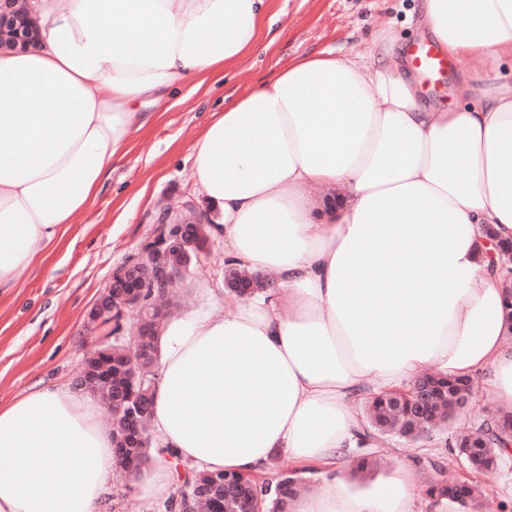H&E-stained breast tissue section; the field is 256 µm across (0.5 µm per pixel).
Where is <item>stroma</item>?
I'll list each match as a JSON object with an SVG mask.
<instances>
[{
  "instance_id": "obj_1",
  "label": "stroma",
  "mask_w": 512,
  "mask_h": 512,
  "mask_svg": "<svg viewBox=\"0 0 512 512\" xmlns=\"http://www.w3.org/2000/svg\"><path fill=\"white\" fill-rule=\"evenodd\" d=\"M420 5L421 0H274L278 38L268 51L254 53L199 90L185 86L165 101L144 105L146 127L113 164L92 204L75 215L41 262L20 271L15 287L0 293V406L39 388H74L79 365L99 340L86 327L87 314L113 271L152 233L163 208L201 199L192 146L206 124L243 90L273 79L301 55L328 50L377 68L384 33L401 43L417 42ZM480 68L478 59L466 56L437 79H422L424 100L454 106L458 77ZM496 406L491 390L474 387L449 431L413 445L384 440L380 446L393 464L412 463L415 487L423 485V470L443 469L485 490V512H512V459L497 472L477 474L448 446L453 431L470 427Z\"/></svg>"
}]
</instances>
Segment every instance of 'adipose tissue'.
Wrapping results in <instances>:
<instances>
[{
  "label": "adipose tissue",
  "instance_id": "ef3b65f1",
  "mask_svg": "<svg viewBox=\"0 0 512 512\" xmlns=\"http://www.w3.org/2000/svg\"><path fill=\"white\" fill-rule=\"evenodd\" d=\"M272 7L30 0L37 47L0 52V289L89 207L148 122L139 104L263 49ZM418 23L448 59H512V0H423ZM383 52L372 71L296 57L193 145L225 263L276 283L203 289L166 322L149 431L196 470L324 462L291 512H418L408 464L351 488L350 450L374 445L357 411L370 395L432 370L512 410V324L484 233L512 239V84L461 77L458 105L433 111L393 38ZM315 186L338 203L314 201ZM114 475L91 396L43 388L0 408V512H100Z\"/></svg>",
  "mask_w": 512,
  "mask_h": 512
}]
</instances>
